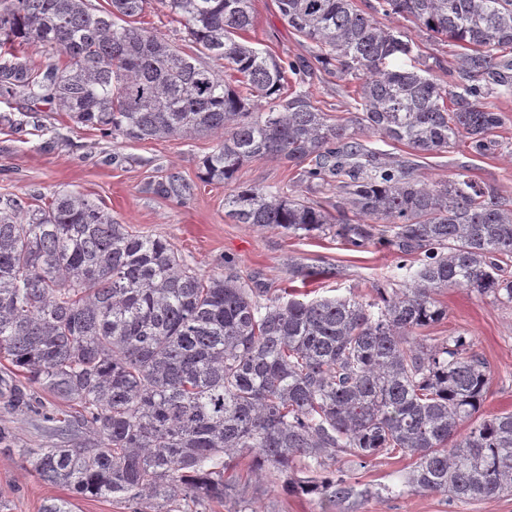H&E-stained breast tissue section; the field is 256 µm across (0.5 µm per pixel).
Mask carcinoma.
<instances>
[{
  "mask_svg": "<svg viewBox=\"0 0 512 512\" xmlns=\"http://www.w3.org/2000/svg\"><path fill=\"white\" fill-rule=\"evenodd\" d=\"M156 3L188 40L235 76L178 50L137 21ZM315 47V60L351 85L357 116L332 120L303 89L306 66L253 46V0H9L0 9V99L64 112L80 126L145 141L224 133L203 179L275 157L315 191L336 178V213L254 188L224 199L237 224L289 235L335 230L347 245L391 248L406 270L377 298L270 296L255 277L204 276L163 238L138 234L95 201L56 192L35 207L0 202V396L48 429L89 431L93 447H0L68 491L131 512L224 504L230 481L252 475L288 495H361L348 468L378 454L413 462L404 490L448 503L512 494V411L481 417L491 370L463 336L430 345L412 334L448 316L450 287L512 304V203L466 172L428 182L361 136L417 156L458 144L485 155L506 117L491 86L512 95V0H275ZM413 18L448 42L455 63L381 26L374 13ZM33 46L65 57L40 66ZM265 100L251 112L241 90ZM312 167L305 168V162ZM351 212L350 219L346 213ZM467 432L458 434L463 424ZM303 465L311 476L288 472Z\"/></svg>",
  "mask_w": 512,
  "mask_h": 512,
  "instance_id": "1",
  "label": "carcinoma"
}]
</instances>
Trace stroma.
Segmentation results:
<instances>
[{"mask_svg":"<svg viewBox=\"0 0 512 512\" xmlns=\"http://www.w3.org/2000/svg\"><path fill=\"white\" fill-rule=\"evenodd\" d=\"M253 16L248 40L274 58L310 64L304 88L314 104L334 117L353 116L346 87L315 63L313 46L288 27L274 0H253ZM489 101L506 117L498 131L501 149L479 156L459 143L418 157L417 163L431 182L469 170L512 201V97L494 93ZM4 112L17 125L0 124V200L18 196L33 205L38 197L58 191L83 195L134 231L166 238L196 272L256 275L275 294L302 286L320 296L370 300L375 287H389L396 271L399 256L392 250L371 246L355 251L331 231L295 237L271 226L237 224L226 215L224 198L236 187H270L309 198L305 184L286 162L252 160L241 166L234 184L207 183L202 179V160L215 148L219 135L128 141L75 125L62 112L28 111L20 98L1 102L0 113ZM174 176L186 185V192L179 197L160 193L159 185ZM297 265L328 267L332 274L304 283L293 272ZM442 301L447 319L422 330L418 341L429 344L458 335L470 339L491 369L481 415L512 411V304L468 288L447 289ZM0 426L8 428L23 448L57 444L38 416L12 410L1 401ZM405 466V460L384 454L355 466L352 478L368 492L355 503H336L322 495L286 496L254 477L229 489L223 505L213 512H512V495L453 507L439 494L400 492L398 476ZM63 495L61 488L42 481L32 464L0 453V499L8 502L10 512H39L46 499Z\"/></svg>","mask_w":512,"mask_h":512,"instance_id":"1","label":"stroma"}]
</instances>
